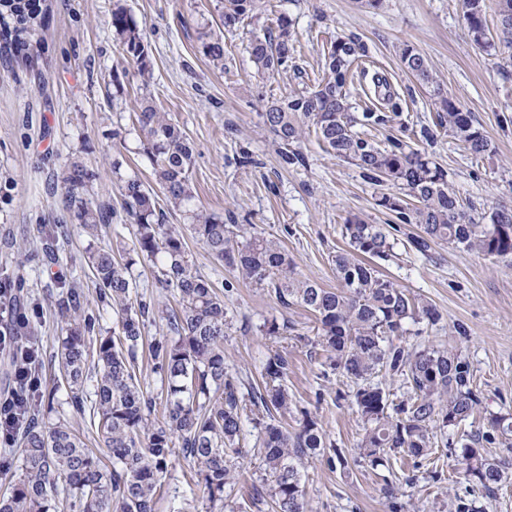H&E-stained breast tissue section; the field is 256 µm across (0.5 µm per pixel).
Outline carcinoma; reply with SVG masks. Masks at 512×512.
I'll return each instance as SVG.
<instances>
[{"instance_id":"cac0c4a2","label":"carcinoma","mask_w":512,"mask_h":512,"mask_svg":"<svg viewBox=\"0 0 512 512\" xmlns=\"http://www.w3.org/2000/svg\"><path fill=\"white\" fill-rule=\"evenodd\" d=\"M219 3L222 25L230 30L260 9V0ZM463 6L464 23L477 44L512 50V0H498L493 34L485 0H463ZM51 12L50 0H0L4 52L33 60L44 44ZM290 26L288 17L282 16L278 34L254 38L251 56L257 70L273 75L287 66L295 51ZM112 28L120 36L122 56L134 63L141 85L148 87L153 72L137 22L118 7L112 10ZM203 54L215 67L224 68V38L203 42ZM355 54L354 40L334 42L317 86L292 92L261 113L264 126L284 149L282 156L290 163L300 160L290 146L311 124L337 158L353 163L379 184L398 187V194L378 196L377 205L417 226L418 233L409 238L411 249L427 255L432 245L447 243L478 255L511 256L512 208L500 206L487 215L466 207L449 188L447 174L424 154L400 143L382 149L353 130L344 87ZM401 62L432 88L448 131L463 149L475 157L490 153V143L474 126L471 113L448 98L425 57L407 45ZM135 122L162 194L138 178L124 179L119 186L122 210L116 211L93 199L95 172L73 161L61 178L63 207L94 240L114 221L134 224L136 254L155 260L157 284L174 291L177 307L157 308L132 298L133 258L118 260L106 247L87 255L100 301L117 316L116 327H100L79 283L68 285L55 302L62 330L55 352L59 375L22 409V472L0 495V512H155L159 474L177 449L193 463L203 497L212 505L222 503L225 487L236 480L231 454L248 414L259 426L262 462V474L251 488L252 503L272 512H306L304 461L319 457L332 468L345 464L309 412H301L297 430L290 432L283 425L282 419L295 409L283 385L288 374L286 351L268 349L264 385L242 394L239 381L224 364V291L193 271L187 231L238 277L270 288L283 308L298 305L314 314L315 344L326 352V365L362 382L351 400L364 422L358 446L362 461L378 467L396 455L425 460L448 428L480 412L481 392L461 354L434 347L410 350L402 344L408 325H433L441 315L382 273L379 262L391 260L394 251L380 225L357 218L343 225L347 248L333 259L336 288L298 278L278 241L226 224L224 217L194 206L193 144L170 113L144 97ZM168 210L184 213L188 227L167 223ZM151 319L163 322L167 334L146 344L145 325ZM144 345L150 370L160 382L156 393L140 380L137 352ZM384 370L405 377L412 395L397 402L390 399L382 384L373 382ZM62 388L67 413L55 412L56 394ZM85 425L95 433L98 445L108 449V461L88 447ZM493 444L512 453V413L490 416L487 425L462 444L461 475L487 499L496 497L512 479L511 462L485 456V446ZM448 512L484 509L476 499L456 495L448 501Z\"/></svg>"}]
</instances>
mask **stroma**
Segmentation results:
<instances>
[{"mask_svg": "<svg viewBox=\"0 0 512 512\" xmlns=\"http://www.w3.org/2000/svg\"><path fill=\"white\" fill-rule=\"evenodd\" d=\"M217 0H53L45 48L35 66L0 61V174L10 176L0 192V279L17 289L26 308L36 309L31 334L40 352V377L55 365V301L63 284L83 286L90 307L99 295L86 264L90 241L78 231L60 240V259L43 257L55 225L68 223L59 180L74 160L94 170L93 197L120 208L122 179L152 182V168L134 128L143 90L120 53L112 11L122 7L140 25L153 81L151 96L169 112L195 148L192 181L202 209L278 240L297 276L324 287L336 285L332 258L344 248L342 226L357 216L390 228L396 258L384 273L411 295L433 304L436 325H414L403 343L411 349L451 348L470 363L483 411L449 429L447 442L415 464L390 460L373 468L357 462L364 422L351 403L356 384L325 371L316 347L317 323L303 308H282L269 288L239 278L196 241L188 248L193 269L224 291L230 326L224 359L243 385L261 381L268 347L288 354L284 383L299 409L322 426L345 458L328 468L310 462L302 471L308 512H448V498L466 494L460 473L461 435L482 428L486 417L512 413V258L483 257L445 243L430 255L410 249L417 231L397 213L378 207L379 186L355 166L328 153L314 130L287 163L261 123L271 102L294 90L317 86L324 55L336 39L358 40L361 50L345 90L356 129L379 147L401 142L420 150L448 174L460 201L489 208L512 207V65L508 55L475 45L462 20V0H385L367 11L358 0H262L255 18L223 32ZM288 16L295 52L286 71L259 74L250 40L276 31ZM223 34L224 66L204 57L207 34ZM427 60L433 75L458 106L471 112L492 152L469 156L441 123L429 89L400 60L403 46ZM287 322L277 339L262 333L266 319ZM257 431L245 422L231 457L239 477L224 490L225 512L247 502L262 472ZM189 461L174 457L160 473L163 496L157 512H211L191 481ZM413 484H406V477ZM395 497L384 494L386 485Z\"/></svg>", "mask_w": 512, "mask_h": 512, "instance_id": "stroma-1", "label": "stroma"}]
</instances>
